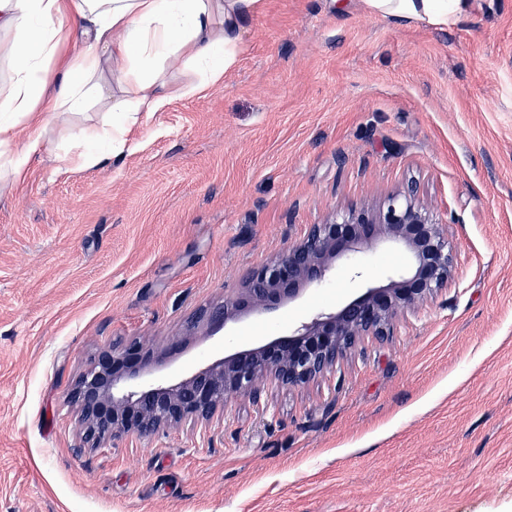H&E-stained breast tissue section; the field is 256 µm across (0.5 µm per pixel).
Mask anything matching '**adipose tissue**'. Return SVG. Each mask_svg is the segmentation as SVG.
Instances as JSON below:
<instances>
[{"label": "adipose tissue", "instance_id": "adipose-tissue-1", "mask_svg": "<svg viewBox=\"0 0 512 512\" xmlns=\"http://www.w3.org/2000/svg\"><path fill=\"white\" fill-rule=\"evenodd\" d=\"M385 19L444 26L471 0H364ZM263 0H0V56L10 78L0 83V182L22 183L44 132L63 112L104 104L96 126L73 140L67 156L80 166L121 151L140 113L164 111L175 99L218 84L239 58V27ZM81 45L61 54L69 39ZM188 72L169 81V65ZM61 78L51 84V67Z\"/></svg>", "mask_w": 512, "mask_h": 512}]
</instances>
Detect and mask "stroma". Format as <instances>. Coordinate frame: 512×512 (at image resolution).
Returning <instances> with one entry per match:
<instances>
[{"instance_id": "stroma-1", "label": "stroma", "mask_w": 512, "mask_h": 512, "mask_svg": "<svg viewBox=\"0 0 512 512\" xmlns=\"http://www.w3.org/2000/svg\"><path fill=\"white\" fill-rule=\"evenodd\" d=\"M139 118L76 168L61 157L90 121L62 115L0 186V512H512V0L445 27L265 0L221 83ZM410 182L455 269L393 336L268 409L232 394L210 430L76 453L65 393L113 339L172 382L333 310L407 255L188 330L309 225Z\"/></svg>"}]
</instances>
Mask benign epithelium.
<instances>
[{
	"instance_id": "7a95c632",
	"label": "benign epithelium",
	"mask_w": 512,
	"mask_h": 512,
	"mask_svg": "<svg viewBox=\"0 0 512 512\" xmlns=\"http://www.w3.org/2000/svg\"><path fill=\"white\" fill-rule=\"evenodd\" d=\"M386 244L409 254L408 264L330 312H320L289 334L222 357L180 380L147 382L151 358L135 340L117 341L75 379L66 400L78 408L77 451L126 438H150L172 425L209 426L224 416L228 395L241 393L263 409L273 387H302L336 372L365 341L393 334L396 319L448 287L454 255L444 225L423 205L413 183L375 209L351 210L312 224L268 264L255 270L240 294L206 307L193 324L218 328L236 310L261 311L322 284L340 261L353 263Z\"/></svg>"
}]
</instances>
